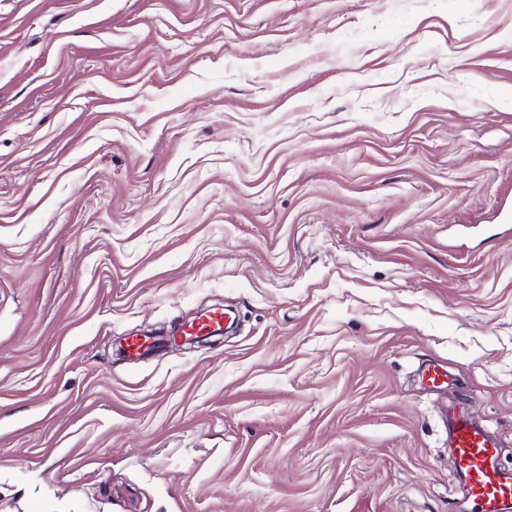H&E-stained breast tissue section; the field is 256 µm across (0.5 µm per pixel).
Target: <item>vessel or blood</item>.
<instances>
[{"instance_id":"vessel-or-blood-1","label":"vessel or blood","mask_w":512,"mask_h":512,"mask_svg":"<svg viewBox=\"0 0 512 512\" xmlns=\"http://www.w3.org/2000/svg\"><path fill=\"white\" fill-rule=\"evenodd\" d=\"M229 318L221 307L204 310L182 325L185 336L220 333ZM451 448L472 512H512V473L497 459L499 444L461 412L448 414Z\"/></svg>"}]
</instances>
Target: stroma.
Returning <instances> with one entry per match:
<instances>
[{"label": "stroma", "instance_id": "obj_1", "mask_svg": "<svg viewBox=\"0 0 512 512\" xmlns=\"http://www.w3.org/2000/svg\"><path fill=\"white\" fill-rule=\"evenodd\" d=\"M453 407L512 471V0H0V512H462ZM229 313L223 307L204 310L182 325L179 336H204L224 332V321H229Z\"/></svg>", "mask_w": 512, "mask_h": 512}]
</instances>
